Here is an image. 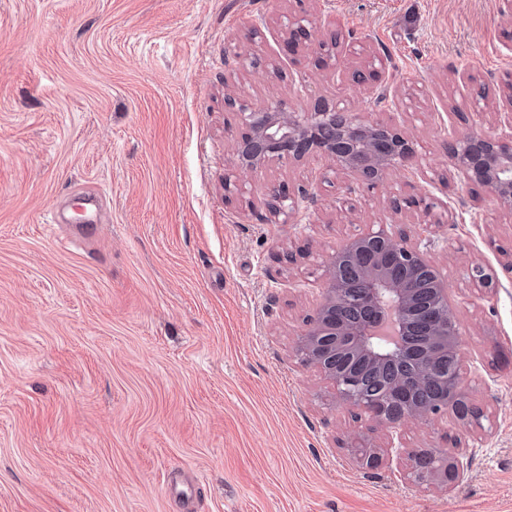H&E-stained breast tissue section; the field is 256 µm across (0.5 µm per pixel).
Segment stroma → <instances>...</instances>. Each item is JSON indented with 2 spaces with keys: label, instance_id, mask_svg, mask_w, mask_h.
<instances>
[{
  "label": "stroma",
  "instance_id": "stroma-1",
  "mask_svg": "<svg viewBox=\"0 0 512 512\" xmlns=\"http://www.w3.org/2000/svg\"><path fill=\"white\" fill-rule=\"evenodd\" d=\"M497 0H0V512H512V223L447 176L451 108L490 126L454 79L512 73ZM370 37L399 102L307 60L271 73L288 20ZM320 98L394 124L423 172L377 191L316 157L224 196L239 120ZM305 187L269 214V184ZM101 192L82 221L79 192ZM429 194L453 219L429 255L458 303L471 397L485 410L466 480L417 484L406 461L349 466L356 424L295 340L325 260L387 224L422 240ZM65 219L44 223L52 209ZM482 264L490 287L473 288Z\"/></svg>",
  "mask_w": 512,
  "mask_h": 512
}]
</instances>
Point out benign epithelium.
<instances>
[{
    "label": "benign epithelium",
    "instance_id": "obj_1",
    "mask_svg": "<svg viewBox=\"0 0 512 512\" xmlns=\"http://www.w3.org/2000/svg\"><path fill=\"white\" fill-rule=\"evenodd\" d=\"M330 40L336 57L360 53L361 70L352 73L358 89L377 88L378 97H397L398 87L387 84L386 67L365 44L355 45L334 32ZM312 50L317 65L325 63L323 48L315 45L306 19L288 24L276 51L278 63L293 62L287 46ZM495 102L496 126L486 128L464 112L449 113L450 120L467 125L466 132L448 140V169L467 186L483 191L477 201H489L512 223V73L498 78ZM224 108L235 112L241 132L234 141L231 172L224 175L230 190L243 178L272 165L299 164L312 155L329 161L330 169L348 174L369 188L384 185L389 170L419 166L414 143L392 124L368 121L340 104L326 99L314 103L310 112H290L280 106L264 111L252 109L242 96L224 98ZM422 208L425 239L432 240L442 217L433 213L436 204L424 199L408 201ZM433 276L430 319L435 336L451 350L455 364L437 369L429 361L411 358L404 337L414 318V291L401 287L391 276L396 264ZM326 282L307 329L298 337L295 352L301 362L315 368L330 385L335 406L347 410L367 430L396 428L407 421L427 423L440 415L454 417L458 433L447 437L444 447L424 450L428 464L412 461L414 480L431 490L448 492L465 477L466 435L481 425L484 410L471 398L464 372L466 344L457 302L448 291V280L431 257L403 232L378 225L345 241L326 262ZM365 359L379 368L392 364H416L415 382H436L448 397L433 404L412 402L408 386L400 377L385 380L382 397L367 394L350 366ZM350 463L377 469L385 462L384 447L369 443L351 451Z\"/></svg>",
    "mask_w": 512,
    "mask_h": 512
}]
</instances>
